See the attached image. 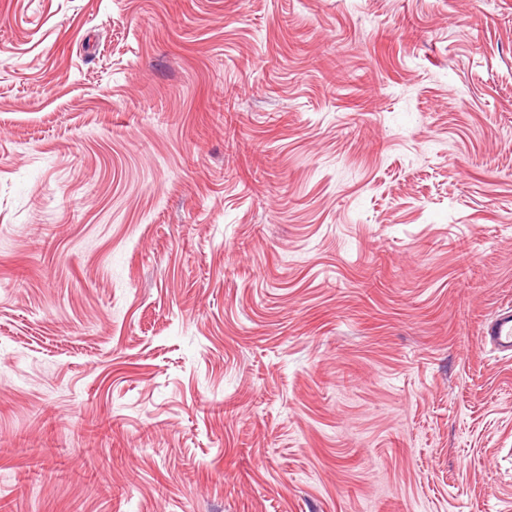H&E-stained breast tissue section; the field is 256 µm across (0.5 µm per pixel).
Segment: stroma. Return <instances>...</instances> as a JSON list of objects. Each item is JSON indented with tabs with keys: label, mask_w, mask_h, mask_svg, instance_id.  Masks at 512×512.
Wrapping results in <instances>:
<instances>
[{
	"label": "stroma",
	"mask_w": 512,
	"mask_h": 512,
	"mask_svg": "<svg viewBox=\"0 0 512 512\" xmlns=\"http://www.w3.org/2000/svg\"><path fill=\"white\" fill-rule=\"evenodd\" d=\"M512 0H0V512H512ZM485 339H488L496 351L507 352L512 355V310L503 311L491 323H488L483 331Z\"/></svg>",
	"instance_id": "obj_1"
}]
</instances>
